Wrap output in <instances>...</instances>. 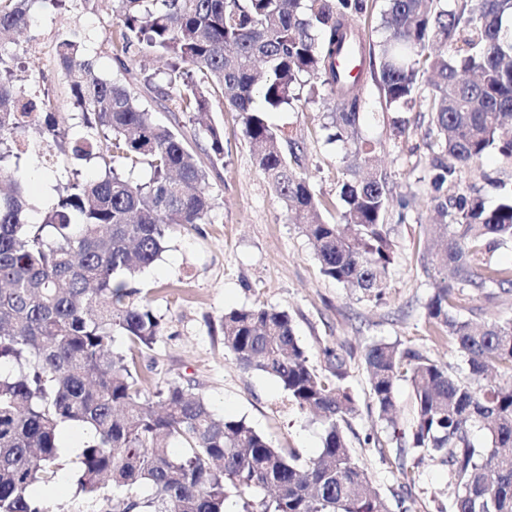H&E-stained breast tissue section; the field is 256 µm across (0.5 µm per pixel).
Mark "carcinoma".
<instances>
[{
	"label": "carcinoma",
	"instance_id": "carcinoma-1",
	"mask_svg": "<svg viewBox=\"0 0 512 512\" xmlns=\"http://www.w3.org/2000/svg\"><path fill=\"white\" fill-rule=\"evenodd\" d=\"M44 5L78 15L93 0L0 5V512H50L34 491L61 467L65 423L91 431L75 481L103 512H224L230 496L254 488L271 495L257 509L244 503V512H391L349 448L345 429L358 408L346 355L325 349L326 371H318L288 312L259 305L224 313V347L240 368L275 379L319 419L318 458L273 447L179 382L147 387L139 358L164 326L139 276L161 259L172 228L208 223L209 173L148 102L97 70L76 26L66 27L56 53L81 130L15 83L21 54L12 36L28 30ZM362 11L363 0H112L106 43L122 66L146 54L166 58L144 87L192 114L211 162L224 159L213 99L240 113L257 168L310 241L321 273L368 303L386 295L394 249L387 178L359 175L374 152L355 138L365 77L387 107L399 108L415 101L420 68L430 72L428 187L437 219L426 234L439 249L423 255L435 282L425 316L436 338L465 356L470 377L457 378L400 341L367 345L363 360L404 484H415L404 458L422 451L448 467L450 512H512V384H482L491 370L512 371V318L478 324L457 315L463 296L512 291V265L494 260L512 247V196L489 208L474 187L450 193L491 150L512 163V29L504 26L512 0H461L455 11L434 0H389V36L376 47L354 26ZM352 46L357 82L336 68ZM305 78L341 101L328 134L351 156L339 182L338 224L322 219L329 203L296 169L298 142L288 140L283 151L282 135L263 117L300 100ZM23 154L66 162L56 199L34 222L18 174ZM117 159L147 166V178H128ZM85 166L97 177H85ZM399 378L413 393L407 430L394 419ZM478 433L486 445H475Z\"/></svg>",
	"mask_w": 512,
	"mask_h": 512
}]
</instances>
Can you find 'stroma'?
I'll return each instance as SVG.
<instances>
[{"instance_id":"obj_1","label":"stroma","mask_w":512,"mask_h":512,"mask_svg":"<svg viewBox=\"0 0 512 512\" xmlns=\"http://www.w3.org/2000/svg\"><path fill=\"white\" fill-rule=\"evenodd\" d=\"M111 8L112 0H99L96 10L81 15L78 26L87 38L88 53L100 73L143 91L144 73L164 70L165 62L150 57L120 66L105 41ZM69 21L64 11L41 12L22 39L23 45L36 42L40 49L25 55L17 82L30 91L48 89L51 112L73 109L58 86L62 73L54 54L57 32ZM364 100L361 135L375 143L377 170L393 186L386 221L393 226L395 260L384 302L360 301L321 274L308 239L289 222L270 183L256 168L240 114L217 101L211 119L224 131V159L210 169L208 191L214 206L208 223L173 232L162 258L140 277V287L164 323L162 336L144 350L141 367L149 384L179 381L202 394L218 414L245 420L273 447L296 449L306 459L317 457L322 449L321 423L301 411L278 382L239 368L219 330L221 318L231 309L262 305L287 311L317 370L326 366L324 348L351 352L347 383L359 412L351 419L347 436L374 487L392 503V512H448L452 488L447 467L437 459L408 454L416 481L411 489H403L392 430L372 406L363 362L371 342L399 341L426 350L459 377L469 375L462 354L453 345L437 342L425 317L434 288L421 261L422 229L431 223L435 206L426 182L429 105L421 94L412 108H386L371 80L365 83ZM337 108L329 87L322 86L314 101L266 115L275 130L299 143L301 171L319 197L333 202L324 214L330 222L340 218L338 183L347 165L341 146L326 141L325 126ZM397 118L404 120V130L395 129ZM20 165L31 203L46 207L55 195L54 166L31 156L22 157ZM461 184L475 186L487 205H495L503 195L512 194V166L489 155L480 169L463 176ZM369 436L374 439L370 445L365 442Z\"/></svg>"}]
</instances>
